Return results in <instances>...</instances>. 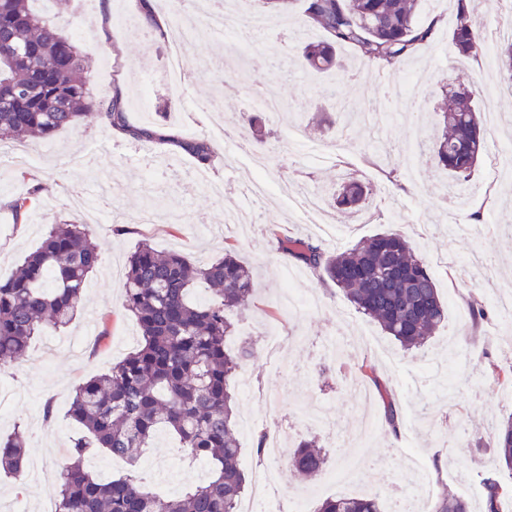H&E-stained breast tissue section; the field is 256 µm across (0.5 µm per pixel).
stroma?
I'll list each match as a JSON object with an SVG mask.
<instances>
[{"label":"stroma","instance_id":"1","mask_svg":"<svg viewBox=\"0 0 512 512\" xmlns=\"http://www.w3.org/2000/svg\"><path fill=\"white\" fill-rule=\"evenodd\" d=\"M111 4L105 15L94 0H69L61 9L36 0L34 7L79 44L96 96L121 94L129 103L131 123L154 127L162 138L136 141L86 122L57 133L48 154H41L39 145L27 143L25 152L36 157L32 163L13 158L14 144L0 146L2 275L40 245L48 224L89 223V216L74 206L72 197L96 186L98 172L110 175L118 187L108 207L115 220L96 229L101 261L87 283L80 314L64 332L34 337L19 362L0 367V437L21 428L30 458L39 460L46 470L39 481L26 482L21 488L0 472V502L22 512H42L46 503L56 499L57 469L81 434L68 415L73 389L139 344L138 325L123 309L122 298L126 260L144 241L197 262L210 261L223 255L225 246H233L240 260L257 268L259 290L238 320L229 346L260 339L270 328L288 339L282 366H274L259 347L241 372L252 386L251 392L238 394V418L243 422L238 439L246 476H254L261 463L256 453L259 436L275 428L266 406L269 397L278 398L282 412L296 416L304 413L303 401L309 396L328 406L331 427L287 430L283 445L290 449L301 441L316 440L331 467L352 461L355 475L351 483L336 489L284 469L286 497L280 502L281 512H288L294 494L305 497L308 512H316L324 499L336 493L365 496L374 491L380 495L383 512H390L389 489L412 492L423 479L434 486L426 504L428 512H434L444 497L459 493L458 476H466L472 484L496 476L491 432L512 414V403L499 399L486 369L489 362L500 359L501 338L512 336V322L504 323L505 312L498 302L499 284L512 280V242L493 235L491 229L512 218V188L504 180V171L512 163V95L503 91L496 66L487 65L482 57L460 56L450 41L455 0H425L421 16L438 18L437 39L383 73L347 47L340 51L347 69L323 73L304 69L295 58L296 34L310 40L321 39L322 34L305 24L302 4L295 0L288 13L275 19L255 41H242L236 33H217L189 47L183 67L191 72L192 81L182 102L173 100L168 89V36L179 17L201 26L206 17L196 12L193 0H182L157 13L158 29L135 38L117 23L118 18L137 16L132 0H111ZM236 51L249 65L250 81L245 85L224 76ZM411 78L427 89L417 116L404 112L400 100L386 95L388 89L403 88ZM458 81L474 87L481 113L493 110L500 118L499 125H485L483 159L460 190L430 159H422L418 175L413 176L393 153L411 139L414 128L431 130L437 119L434 106L440 86ZM255 87L276 91L289 103L286 113L265 125L263 149L271 167L289 176L300 174L320 190L336 183L340 168L357 173L374 188L372 220L360 224L333 210L329 213L333 232L322 234L301 212L273 194L262 202L253 228L225 234V213L244 203L231 184L248 174L251 153H226L223 138L212 131L209 113L196 111L195 106L202 100L218 103L232 123L244 124L254 110L251 90ZM333 99L354 114L376 107L375 124L367 127L351 122L343 132H336V114L329 105ZM294 121L304 126L312 143L332 144L344 137L350 147L345 164L313 163L288 139V126ZM188 136L209 138L214 158L207 172L212 180L224 184L222 196L208 195L190 179L197 163L178 144L179 138ZM36 185L42 188L37 209L27 223H14L6 201ZM477 203L484 209V231L466 237L449 235V224L466 221ZM397 226L427 261L448 308V319L430 344L412 353L402 352L377 323L358 313L336 288L323 285L311 269L284 260L272 239L277 230L341 252ZM495 250L501 253L496 273H488L471 260L473 253ZM286 281L303 296L321 300L322 311L301 317L288 314L279 299ZM475 296L482 298L487 318L472 315L469 301ZM341 332L369 339L372 349L345 346L333 357H316V344ZM366 360L375 367L407 422L399 433L385 427L380 401L359 407L346 390L350 377H361V364ZM48 402L54 405L50 419L42 412ZM364 417L375 427L357 448L345 442L344 434ZM408 446L420 449L424 474L403 465L401 453ZM146 457L156 464L149 480L162 496H180L207 478L182 456L171 435L158 438Z\"/></svg>","mask_w":512,"mask_h":512}]
</instances>
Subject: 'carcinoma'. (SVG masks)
I'll return each instance as SVG.
<instances>
[{
	"mask_svg": "<svg viewBox=\"0 0 512 512\" xmlns=\"http://www.w3.org/2000/svg\"><path fill=\"white\" fill-rule=\"evenodd\" d=\"M31 0H0V140L23 144L51 141L66 128L90 117L136 140H162L148 126H134L119 95L97 98L76 42L31 8ZM424 0H305V22L325 39L299 47L304 64L316 71L343 67L337 50L350 47L381 70L395 66L421 45L434 41L437 19H419ZM450 38L464 57L480 58L490 44L477 24L475 0H457ZM497 62L512 94V38L500 47ZM441 136L419 145L436 165L462 185L481 159V115L466 86L448 89V106L438 113ZM180 147L202 167L214 157L211 143L191 136ZM370 187L359 177L341 174L336 207L349 217L366 211ZM15 220L36 207V190L9 202ZM89 224H53L40 247L12 272L0 276V365L21 359L31 339L46 330L68 327L81 310L90 273L100 262ZM276 250L312 269L338 288L362 315L405 351L418 349L444 324L447 307L425 261L399 229L377 233L342 252H329L310 240L276 236ZM210 296H193L197 284ZM255 290L252 269L234 252L196 265L177 252L143 243L128 259L123 307L135 318L141 344L104 374L73 390L69 415L84 431L73 442L69 461L59 471L58 512H238L246 478L235 430L237 396L231 385L241 364L254 356L248 342L230 349L227 338ZM378 389L385 426L399 432L398 404L375 368L361 366ZM173 433L186 456L204 460L210 479L175 498L157 495L137 475L158 434ZM496 459L512 475V414L494 433ZM105 451L123 458L128 473L111 480L94 477L87 456ZM26 438L17 430L0 439V468L24 480ZM292 469L307 479L324 472L325 454L312 441L290 457ZM484 512H502L512 499V482H483ZM316 512H381L377 495L327 498ZM435 512H469L457 495Z\"/></svg>",
	"mask_w": 512,
	"mask_h": 512,
	"instance_id": "cac0c4a2",
	"label": "carcinoma"
}]
</instances>
